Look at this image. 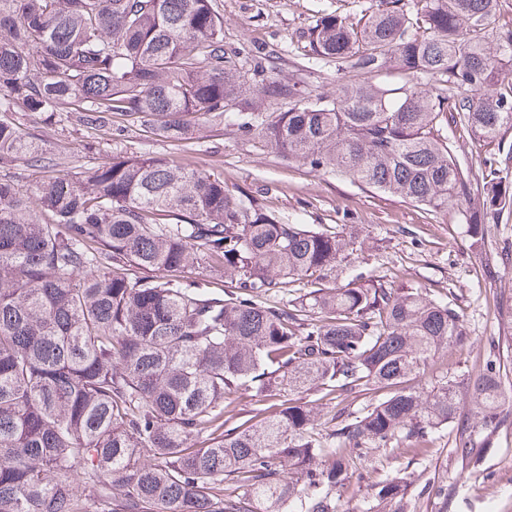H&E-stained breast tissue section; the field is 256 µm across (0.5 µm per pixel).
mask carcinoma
I'll use <instances>...</instances> for the list:
<instances>
[{"label":"carcinoma","instance_id":"carcinoma-1","mask_svg":"<svg viewBox=\"0 0 512 512\" xmlns=\"http://www.w3.org/2000/svg\"><path fill=\"white\" fill-rule=\"evenodd\" d=\"M497 7L380 0L355 25L324 13L307 56L353 80L313 98L279 77L270 53L250 68L226 55L213 0H0V166L41 161L20 112H78L102 133L116 114L182 143L199 116L234 109L259 141L435 218L477 191L467 232L481 239L512 217V179L492 161L476 178L436 132L459 122L489 145L512 126V84L497 87L512 30L492 26ZM390 69L401 87L380 81ZM78 168L32 184L0 175V512H83L87 494L108 512H336L331 491L350 484L354 452L454 423L464 393L497 424L504 382L488 364L474 381L409 385L464 335L459 313L414 285L353 280L291 309L258 300L333 266L336 232L153 156ZM201 261L237 289L180 287ZM311 389L384 395L325 439L297 398ZM248 393L290 399L215 425L225 399ZM406 486L386 479L376 495L400 510Z\"/></svg>","mask_w":512,"mask_h":512}]
</instances>
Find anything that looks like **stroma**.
Listing matches in <instances>:
<instances>
[{
  "label": "stroma",
  "instance_id": "stroma-1",
  "mask_svg": "<svg viewBox=\"0 0 512 512\" xmlns=\"http://www.w3.org/2000/svg\"><path fill=\"white\" fill-rule=\"evenodd\" d=\"M378 0H213L224 17V49L253 57L264 48L279 52L280 76L297 81L313 96L336 91V71L308 64L307 34L322 14L334 12L357 22ZM34 132L46 161L71 171L68 159L95 144L96 159L123 152L163 158L223 180L226 189L247 191L279 216L297 224L336 231L348 243L335 265L325 271L324 286L335 288L355 277L391 287L407 281L429 297L448 302L464 325L460 342L440 352L413 385L428 390L443 377H477L495 361L505 381V404L496 428H485L474 408L458 411L466 435L480 448L477 461L462 467L453 448L456 426L443 427L422 440H403L368 449L357 462L350 486L333 491L336 512H394L379 501L375 482L407 480L404 512H512V220L487 224L483 239L466 231L478 198H455L439 218L400 196L365 187L351 179L288 158L249 138L236 122L202 120L190 143H176L112 118L108 140L94 143L91 132L69 113L53 120L21 114ZM456 141L458 159L482 173L488 159L504 160L512 146V127L501 145L477 142L461 125L441 129Z\"/></svg>",
  "mask_w": 512,
  "mask_h": 512
}]
</instances>
